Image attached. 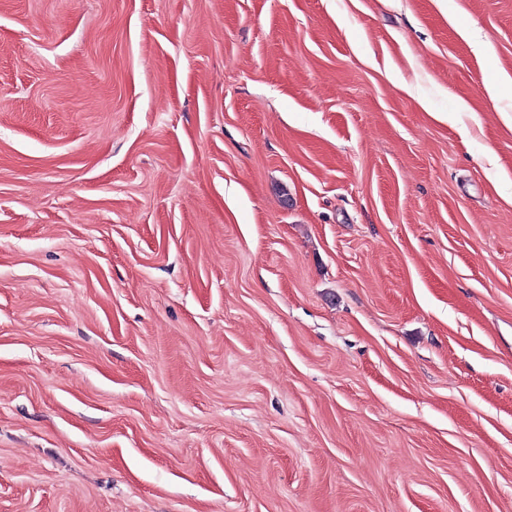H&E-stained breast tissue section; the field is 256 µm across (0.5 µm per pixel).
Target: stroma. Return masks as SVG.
<instances>
[{
  "mask_svg": "<svg viewBox=\"0 0 512 512\" xmlns=\"http://www.w3.org/2000/svg\"><path fill=\"white\" fill-rule=\"evenodd\" d=\"M500 73L512 0H0V512H512Z\"/></svg>",
  "mask_w": 512,
  "mask_h": 512,
  "instance_id": "35a3bbf8",
  "label": "stroma"
}]
</instances>
